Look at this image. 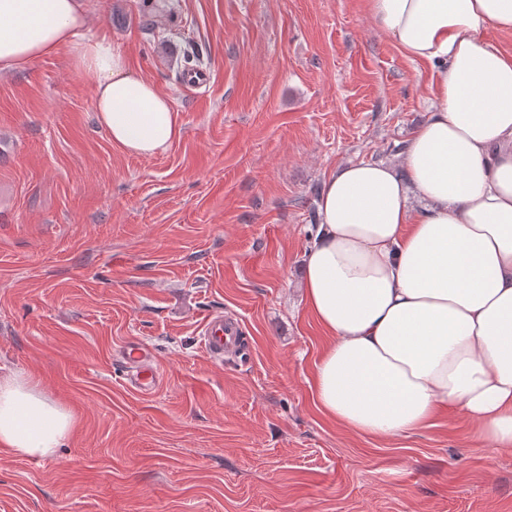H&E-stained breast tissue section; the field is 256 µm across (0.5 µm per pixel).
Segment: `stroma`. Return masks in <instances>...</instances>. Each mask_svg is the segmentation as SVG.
Instances as JSON below:
<instances>
[{
  "mask_svg": "<svg viewBox=\"0 0 512 512\" xmlns=\"http://www.w3.org/2000/svg\"><path fill=\"white\" fill-rule=\"evenodd\" d=\"M88 9L86 36L127 53L182 132L124 153L64 51L0 76V375L79 421L53 456L0 451V512H512V451L473 446L465 419L377 439L309 389L326 338L300 282L321 184L398 161L433 103L366 0ZM190 54L211 74L194 93ZM215 312L248 349L221 367L200 345ZM132 339L162 371L149 396L126 383Z\"/></svg>",
  "mask_w": 512,
  "mask_h": 512,
  "instance_id": "1",
  "label": "stroma"
}]
</instances>
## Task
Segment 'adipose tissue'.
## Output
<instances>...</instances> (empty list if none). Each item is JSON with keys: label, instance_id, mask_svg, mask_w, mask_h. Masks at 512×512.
Listing matches in <instances>:
<instances>
[{"label": "adipose tissue", "instance_id": "1", "mask_svg": "<svg viewBox=\"0 0 512 512\" xmlns=\"http://www.w3.org/2000/svg\"><path fill=\"white\" fill-rule=\"evenodd\" d=\"M380 31L428 67L434 108L398 163L338 166L301 283L328 343L311 390L356 434L392 439L443 414L512 449V0H368ZM87 0H0V73L68 51L97 121L126 154L181 133L170 98L105 38ZM75 415L33 379H0V448L51 456Z\"/></svg>", "mask_w": 512, "mask_h": 512}]
</instances>
